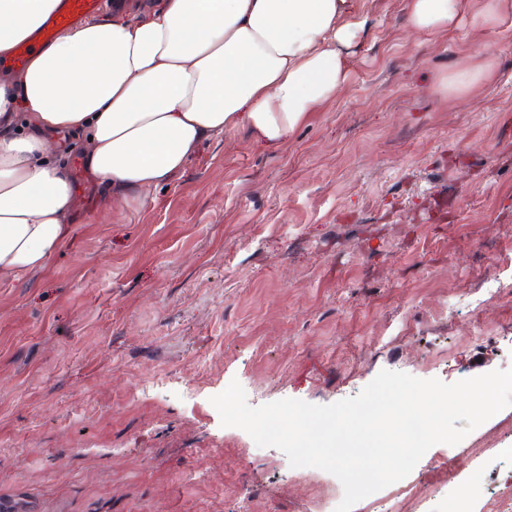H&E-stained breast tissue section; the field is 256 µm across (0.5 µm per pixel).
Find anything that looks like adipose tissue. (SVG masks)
<instances>
[{"instance_id": "adipose-tissue-1", "label": "adipose tissue", "mask_w": 512, "mask_h": 512, "mask_svg": "<svg viewBox=\"0 0 512 512\" xmlns=\"http://www.w3.org/2000/svg\"><path fill=\"white\" fill-rule=\"evenodd\" d=\"M59 6L0 0V54ZM468 7L407 0V23L443 34ZM143 12L82 21L0 79V280L43 269L73 232L78 187L60 155L79 151L123 206L171 182L226 130L286 145L347 83V50L367 24L355 0H154ZM20 118L29 133H17Z\"/></svg>"}]
</instances>
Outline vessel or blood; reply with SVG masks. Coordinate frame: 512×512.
Masks as SVG:
<instances>
[{"label": "vessel or blood", "instance_id": "1", "mask_svg": "<svg viewBox=\"0 0 512 512\" xmlns=\"http://www.w3.org/2000/svg\"><path fill=\"white\" fill-rule=\"evenodd\" d=\"M104 5V0H62L60 9L45 21L35 39L19 44L9 56L0 58V70L23 68L30 56L60 31L101 13Z\"/></svg>", "mask_w": 512, "mask_h": 512}]
</instances>
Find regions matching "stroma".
I'll return each mask as SVG.
<instances>
[{"mask_svg": "<svg viewBox=\"0 0 512 512\" xmlns=\"http://www.w3.org/2000/svg\"><path fill=\"white\" fill-rule=\"evenodd\" d=\"M369 28L336 99L287 145L244 127L112 206L78 170L76 230L0 282L5 512H335L343 486L222 426L211 397L330 405L384 369L451 384L512 367V24ZM488 64L467 100L436 90ZM500 295L469 303L492 276ZM512 489V406L353 512H448V467Z\"/></svg>", "mask_w": 512, "mask_h": 512, "instance_id": "obj_1", "label": "stroma"}]
</instances>
